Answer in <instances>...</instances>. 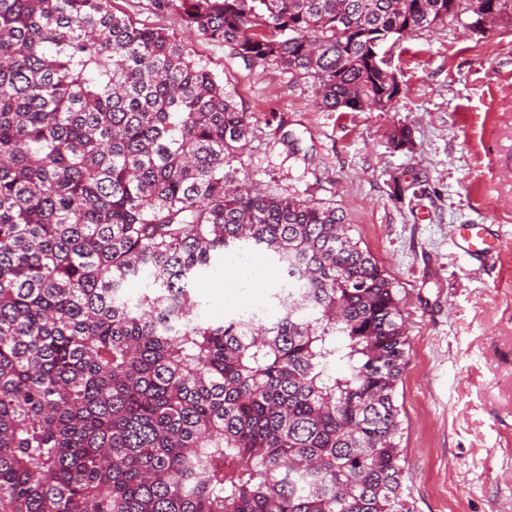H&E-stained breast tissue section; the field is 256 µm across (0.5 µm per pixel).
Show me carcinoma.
<instances>
[{
	"label": "carcinoma",
	"instance_id": "cac0c4a2",
	"mask_svg": "<svg viewBox=\"0 0 512 512\" xmlns=\"http://www.w3.org/2000/svg\"><path fill=\"white\" fill-rule=\"evenodd\" d=\"M155 2L334 112L385 111L380 46L465 18V0ZM249 131L112 0H0V512H415L396 290L342 210L239 178ZM244 250L288 280L280 315L201 318L202 274Z\"/></svg>",
	"mask_w": 512,
	"mask_h": 512
}]
</instances>
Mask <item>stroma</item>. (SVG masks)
Instances as JSON below:
<instances>
[{
  "label": "stroma",
  "mask_w": 512,
  "mask_h": 512,
  "mask_svg": "<svg viewBox=\"0 0 512 512\" xmlns=\"http://www.w3.org/2000/svg\"><path fill=\"white\" fill-rule=\"evenodd\" d=\"M117 14L164 29L224 82L250 118L235 165L271 194L343 210L350 235L400 299L410 350L396 400L405 483L417 512H512V24L456 22L390 51L402 92L388 111L330 112L310 82L273 65L252 69L155 0H113ZM412 133L398 149L396 128ZM486 224L501 249L472 268L458 246ZM224 301L215 262L195 296L220 320L279 310L283 275Z\"/></svg>",
  "instance_id": "1"
}]
</instances>
